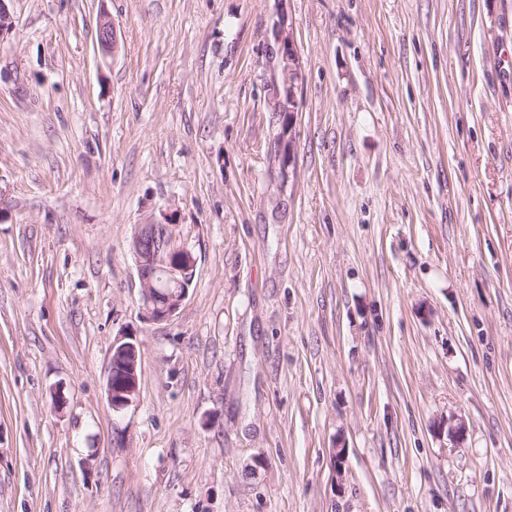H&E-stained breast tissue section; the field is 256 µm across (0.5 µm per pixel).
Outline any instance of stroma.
I'll return each instance as SVG.
<instances>
[{"instance_id":"stroma-1","label":"stroma","mask_w":512,"mask_h":512,"mask_svg":"<svg viewBox=\"0 0 512 512\" xmlns=\"http://www.w3.org/2000/svg\"><path fill=\"white\" fill-rule=\"evenodd\" d=\"M6 6L0 512H512V0ZM164 221L196 267L154 322ZM274 35L278 43L277 55L282 91L278 89L276 92L273 110L283 117V131L274 141V154L283 167L289 168L295 157L296 142L291 135V128L294 120L296 91L303 84V71L292 26L287 25L284 17L275 23ZM172 224H139L132 242L143 308L147 319L155 322L170 320L185 300L192 278L186 276L195 265L193 255L186 249L170 247V227ZM151 237L150 250L144 251L141 242ZM185 258L187 264L182 262ZM189 266V268H187ZM162 272L173 289L166 292L163 306L156 304L157 274ZM189 275V274H187ZM165 277L161 276L158 289L162 298L166 291ZM138 342L136 340V337L129 333L121 334L115 341L112 343V350H111V357H110V363H109V370H108V378H107V390H108V401L110 406L112 407V410L115 412H121L125 410L128 406H130L138 393V385L139 380L136 373V367H137V359L138 357ZM116 350V356L115 358L118 359L120 355H132V360H130L133 372H132V378L130 381L117 385L116 389L113 387V370H112V353ZM116 396V398H115Z\"/></svg>"}]
</instances>
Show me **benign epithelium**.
Listing matches in <instances>:
<instances>
[{"label": "benign epithelium", "instance_id": "benign-epithelium-1", "mask_svg": "<svg viewBox=\"0 0 512 512\" xmlns=\"http://www.w3.org/2000/svg\"><path fill=\"white\" fill-rule=\"evenodd\" d=\"M274 35L278 43V63L280 67L282 89L276 92L274 111L283 117V127L293 125L296 91L303 84V71L295 44L292 26L280 18L274 25ZM98 44L102 51L114 53L118 49L116 31L112 22L101 19L99 22ZM296 142L292 135L281 132L274 141V154L282 166H289L295 157ZM171 224H141L134 240V253L143 308L147 319L155 322L168 321L178 311L185 300L192 278L187 276L195 261L190 251L170 247ZM163 273L171 285L167 290L163 305L156 304L157 274ZM138 342L136 337L124 333L112 343L116 355L132 356V367H137ZM108 401L112 410L121 412L130 406L138 393L137 373H132L130 381L117 387L113 386V370H108Z\"/></svg>", "mask_w": 512, "mask_h": 512}]
</instances>
